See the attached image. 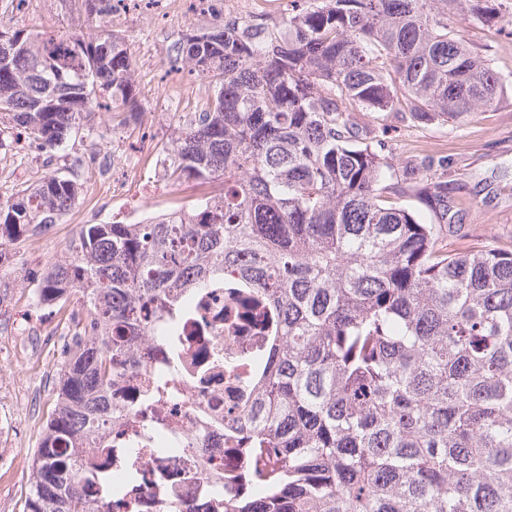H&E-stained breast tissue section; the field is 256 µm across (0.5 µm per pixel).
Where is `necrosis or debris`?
Wrapping results in <instances>:
<instances>
[{"label": "necrosis or debris", "instance_id": "obj_1", "mask_svg": "<svg viewBox=\"0 0 512 512\" xmlns=\"http://www.w3.org/2000/svg\"><path fill=\"white\" fill-rule=\"evenodd\" d=\"M244 314L239 294L228 288L210 289L194 303L180 354H172L154 339L135 336L131 339L132 356L114 362L117 383L112 401L126 408V420L121 436L109 447L95 449L92 459L107 473L112 472L114 463H123L138 480L135 497H115L114 512H206L214 471L226 475L227 492H238L235 475L243 460L234 443L225 438L222 420L225 414L236 415L248 407L249 391L241 379L249 370L211 371L207 365L212 349H219L225 360L233 362L270 344L268 330L248 321ZM170 369L177 373L178 401L140 412L136 404L148 376ZM148 422L175 443L173 454L148 455L126 447V440Z\"/></svg>", "mask_w": 512, "mask_h": 512}]
</instances>
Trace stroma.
<instances>
[{
	"instance_id": "1",
	"label": "stroma",
	"mask_w": 512,
	"mask_h": 512,
	"mask_svg": "<svg viewBox=\"0 0 512 512\" xmlns=\"http://www.w3.org/2000/svg\"><path fill=\"white\" fill-rule=\"evenodd\" d=\"M286 0H129L112 14L113 31L132 42L141 87L135 128L114 126L99 112L94 130H80L50 151L28 142L0 147V196L34 183L45 163L75 171L83 194L78 205L47 234L18 245L11 264L0 267V343L30 339L35 370L0 373V512H25V489L14 480L17 463H30L41 427L55 403L54 380L61 356L54 346L60 316L38 303L35 287L50 261L67 256L80 225L144 223L173 208H192L212 192L209 184H172L165 175V147L187 113L213 90L171 65V49L185 33L210 26L215 16L280 17ZM80 0H26L22 9L0 0V31L76 32ZM459 38L481 50L503 74H512V36L477 23L456 28ZM385 128L391 152L447 160L448 189L463 221L448 238L452 247L490 241L512 248V84L503 100L468 113L461 122L420 124L395 116L375 120Z\"/></svg>"
}]
</instances>
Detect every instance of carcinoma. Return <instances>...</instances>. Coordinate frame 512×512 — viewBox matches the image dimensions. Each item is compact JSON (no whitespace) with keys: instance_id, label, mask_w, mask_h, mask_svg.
Here are the masks:
<instances>
[{"instance_id":"cac0c4a2","label":"carcinoma","mask_w":512,"mask_h":512,"mask_svg":"<svg viewBox=\"0 0 512 512\" xmlns=\"http://www.w3.org/2000/svg\"><path fill=\"white\" fill-rule=\"evenodd\" d=\"M81 35L0 32V147L51 150L103 107L128 125L140 88L112 0H82ZM512 26V0H288L280 19L226 16L174 45L214 88L175 131L166 175L220 183L191 210L83 224L36 288L69 344L33 456L27 512H109L80 488L90 448L122 426L117 337L176 336L204 289L235 275L274 318L234 435L249 490L217 512H512V250L448 248L461 221L446 164L400 159L356 116L458 122L506 76L455 36ZM77 175L46 164L0 199V266L71 212ZM428 211L419 220L405 206ZM155 302L144 322L137 309ZM149 382L140 409L172 397Z\"/></svg>"}]
</instances>
